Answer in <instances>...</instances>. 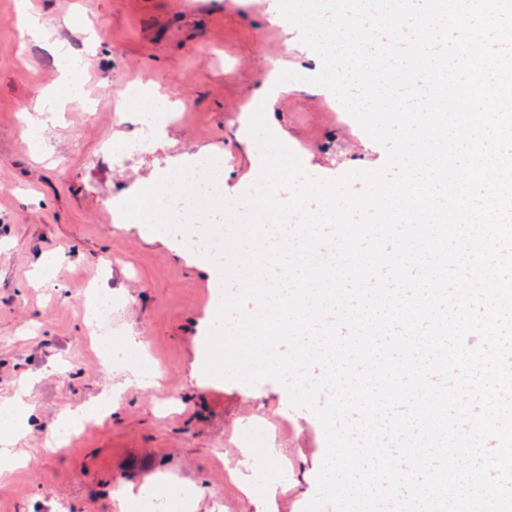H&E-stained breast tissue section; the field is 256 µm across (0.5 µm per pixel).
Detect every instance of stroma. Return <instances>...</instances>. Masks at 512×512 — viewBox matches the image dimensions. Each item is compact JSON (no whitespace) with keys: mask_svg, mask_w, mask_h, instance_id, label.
Returning a JSON list of instances; mask_svg holds the SVG:
<instances>
[{"mask_svg":"<svg viewBox=\"0 0 512 512\" xmlns=\"http://www.w3.org/2000/svg\"><path fill=\"white\" fill-rule=\"evenodd\" d=\"M278 0H0V401L27 385L31 425L16 440L31 463L0 475V512H121L115 493L146 482L192 492L196 512H256L266 493L254 463L280 451L288 487L277 512H304L318 490L324 428L292 406L282 384L250 386L204 371L220 298L216 265L177 240L132 224L120 205L150 175L216 159L225 198L239 199L261 172L248 128L263 109L271 131L323 180L372 171L386 159L333 93L313 84L319 55L289 21L270 23ZM79 62V95L60 91L51 51ZM297 73L276 100L272 69ZM158 94L172 113L153 152L126 84ZM54 111L27 135L40 101ZM123 157L114 166L102 150ZM114 299L113 335L142 341L106 364L91 293ZM119 390L111 414L51 452L63 411ZM274 430L270 444L250 429Z\"/></svg>","mask_w":512,"mask_h":512,"instance_id":"35a3bbf8","label":"stroma"}]
</instances>
